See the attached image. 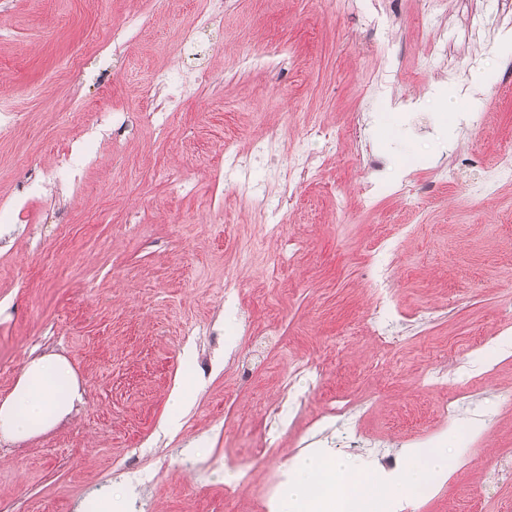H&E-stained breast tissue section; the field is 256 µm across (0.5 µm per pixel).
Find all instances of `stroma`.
<instances>
[{
    "mask_svg": "<svg viewBox=\"0 0 512 512\" xmlns=\"http://www.w3.org/2000/svg\"><path fill=\"white\" fill-rule=\"evenodd\" d=\"M204 3L0 0V107L21 117L0 139V401L33 353L64 357L83 393L0 444V512H75L107 489L131 512H265L300 457L403 469L431 442L448 474L399 512H512L495 466L512 455V180L470 195L512 146V0H224L188 63L212 83L163 125L101 120L146 110ZM75 147L76 183L44 184ZM297 360L320 376L289 379ZM339 401L351 418L328 417ZM374 291H375V294H377V296H378L377 297V300H378L377 305H379V308L383 307L381 313H379V316H377V318L374 322L375 326L377 328V331L379 332L381 339H383V341L386 344H393L395 342V337L392 336L391 332H389L386 328H384L382 326L383 316L387 309V303L391 297V295L389 294V289L384 288V280L382 282H380L379 280L376 281V288L374 289ZM377 305H376V307H377ZM196 379L189 376L174 388L170 403L167 423L169 426H177L183 416L184 410L191 401L196 391Z\"/></svg>",
    "mask_w": 512,
    "mask_h": 512,
    "instance_id": "1",
    "label": "stroma"
}]
</instances>
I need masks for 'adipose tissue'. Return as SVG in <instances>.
Returning a JSON list of instances; mask_svg holds the SVG:
<instances>
[{
  "mask_svg": "<svg viewBox=\"0 0 512 512\" xmlns=\"http://www.w3.org/2000/svg\"><path fill=\"white\" fill-rule=\"evenodd\" d=\"M83 395L69 363L54 354L28 360L9 395L0 401V440L17 443L67 419ZM406 475L398 485L383 484L352 470L344 461L309 456L294 467L283 512H385L391 500L411 495L447 469L443 448H409Z\"/></svg>",
  "mask_w": 512,
  "mask_h": 512,
  "instance_id": "1",
  "label": "adipose tissue"
}]
</instances>
